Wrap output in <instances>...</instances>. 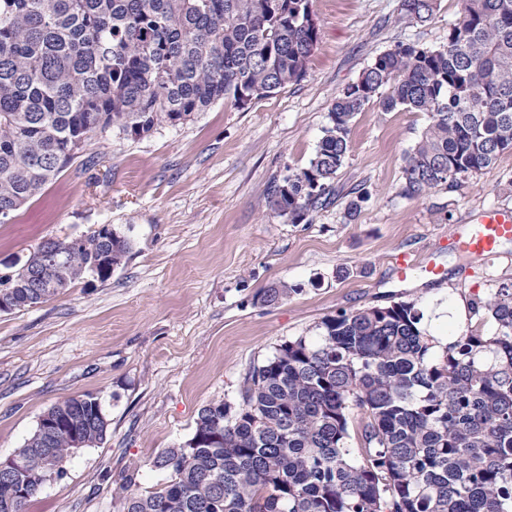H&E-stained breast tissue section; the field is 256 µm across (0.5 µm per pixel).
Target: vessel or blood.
<instances>
[{"mask_svg": "<svg viewBox=\"0 0 512 512\" xmlns=\"http://www.w3.org/2000/svg\"><path fill=\"white\" fill-rule=\"evenodd\" d=\"M512 241V209L493 208L484 211L476 223L464 232L450 236L448 245L463 249L468 258L482 262L497 256L504 243Z\"/></svg>", "mask_w": 512, "mask_h": 512, "instance_id": "1", "label": "vessel or blood"}]
</instances>
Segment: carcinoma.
I'll list each match as a JSON object with an SVG mask.
<instances>
[{
  "label": "carcinoma",
  "instance_id": "obj_1",
  "mask_svg": "<svg viewBox=\"0 0 512 512\" xmlns=\"http://www.w3.org/2000/svg\"><path fill=\"white\" fill-rule=\"evenodd\" d=\"M447 42L399 41L336 97L313 157L270 194L274 214L309 224L334 202L356 115L427 114L404 157L399 194L420 199L512 151V0H460ZM437 0H399L400 18L428 21ZM319 40L312 0H0V223L77 158L96 132L133 139L192 120L218 101L240 109L301 81ZM353 224L370 191L350 190ZM131 248L117 231L55 239L45 280L24 268L0 278L15 309L44 303L97 273L107 280ZM303 288L274 284L254 303ZM476 322L426 333L414 301L324 318L288 340L243 382V402L212 403L186 445L151 466L170 479L121 500V512H512V283L469 303ZM362 414L351 447L353 411ZM49 412L14 457L31 462L24 492L0 512H27L46 484L38 458L62 463L106 438L98 398Z\"/></svg>",
  "mask_w": 512,
  "mask_h": 512
}]
</instances>
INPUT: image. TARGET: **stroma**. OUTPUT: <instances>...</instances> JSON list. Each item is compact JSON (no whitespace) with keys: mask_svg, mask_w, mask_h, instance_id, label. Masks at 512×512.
Masks as SVG:
<instances>
[{"mask_svg":"<svg viewBox=\"0 0 512 512\" xmlns=\"http://www.w3.org/2000/svg\"><path fill=\"white\" fill-rule=\"evenodd\" d=\"M398 4L313 0L320 36L300 82L245 109L218 102L141 139L91 135L42 194L0 224V276L49 238L106 224L131 243L107 281L0 312V458L73 396H97L109 423L104 442L69 458L28 512H118L131 473L135 492L159 487L168 475L151 460L186 444L203 406L241 402L253 367L283 342L316 335L338 310L414 300L439 336L448 323L468 325L458 302L512 281V242L482 266L448 246L450 233L484 211L512 208V152L455 191L403 198V156L427 124L421 112L373 103L356 116L339 195L312 223H288L270 208V186L308 163L340 91L396 42L444 44L460 9L459 0H438L432 19L416 25L401 20ZM358 184L371 197L347 224V194ZM402 251L435 261L443 278L419 269L399 281L393 259ZM278 282L303 291L254 303Z\"/></svg>","mask_w":512,"mask_h":512,"instance_id":"35a3bbf8","label":"stroma"}]
</instances>
